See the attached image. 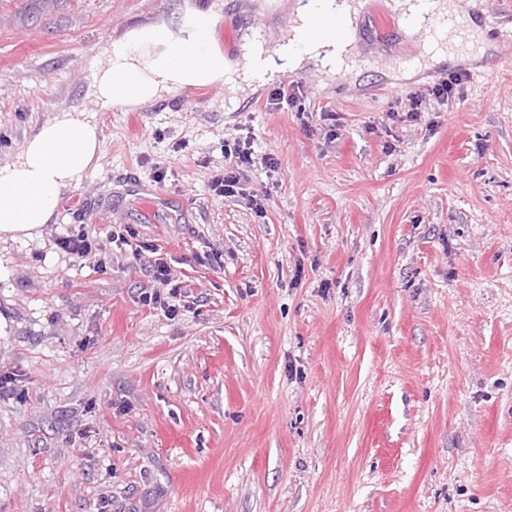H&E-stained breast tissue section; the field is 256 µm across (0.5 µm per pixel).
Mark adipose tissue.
Here are the masks:
<instances>
[{
	"label": "adipose tissue",
	"instance_id": "obj_1",
	"mask_svg": "<svg viewBox=\"0 0 512 512\" xmlns=\"http://www.w3.org/2000/svg\"><path fill=\"white\" fill-rule=\"evenodd\" d=\"M360 10L357 0H296L288 34L276 55L267 57L264 77L311 62L327 71L345 65L353 51ZM325 11L344 20L346 37L297 40V32L312 26ZM184 15L185 23L178 26L159 19L113 38L89 62L88 95L103 104L136 110L191 86L221 84L233 93L258 84L253 63L264 55V42L245 43L233 64L210 46L198 58L184 59V51L211 39L218 14L211 8L189 7ZM100 148L94 113L71 107L48 117L21 152L0 165V238L39 237L63 193L82 182Z\"/></svg>",
	"mask_w": 512,
	"mask_h": 512
}]
</instances>
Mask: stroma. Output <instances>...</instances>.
I'll list each match as a JSON object with an SVG mask.
<instances>
[{
	"mask_svg": "<svg viewBox=\"0 0 512 512\" xmlns=\"http://www.w3.org/2000/svg\"><path fill=\"white\" fill-rule=\"evenodd\" d=\"M293 2L0 0V162L62 108L103 138L42 236L0 242V369L25 389L0 394V512H512L511 7L492 28L462 0L486 51L434 63L363 0L357 66L281 76L302 114L263 87L136 111L86 95L129 28L215 7L233 63L240 29L278 47ZM461 70L459 96L399 121ZM244 138L277 170L213 198ZM74 224L158 245L179 314L142 304L147 256L59 252ZM298 94L301 95L300 86L294 83L289 84V88L280 86L273 89L267 97L266 105L268 111H284L294 108Z\"/></svg>",
	"mask_w": 512,
	"mask_h": 512,
	"instance_id": "obj_1",
	"label": "stroma"
}]
</instances>
